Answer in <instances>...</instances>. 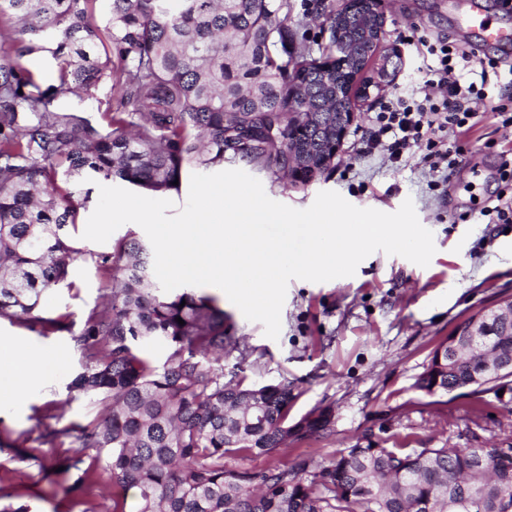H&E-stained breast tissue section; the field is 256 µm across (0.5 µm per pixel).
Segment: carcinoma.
<instances>
[{
	"instance_id": "obj_1",
	"label": "carcinoma",
	"mask_w": 512,
	"mask_h": 512,
	"mask_svg": "<svg viewBox=\"0 0 512 512\" xmlns=\"http://www.w3.org/2000/svg\"><path fill=\"white\" fill-rule=\"evenodd\" d=\"M93 2L0 0V318L72 333L84 363L68 388L103 405L101 419L77 434L47 429L37 438L53 448L73 435L82 450L106 452L100 469L81 453L65 460L68 491L109 477L116 491L105 512H126L131 490L134 512H412L416 502L444 512L450 499L471 501L469 512L512 505V455L496 448H343L318 469H224L228 453L269 455L290 436L331 433L332 411L288 419L294 394L286 378L224 383L213 355L237 349L224 310L211 296L162 291L140 240L101 257L118 274L79 332L68 313L35 314L77 254L68 231L79 206L74 191L97 177L177 191L174 181L187 172L225 163L279 178L294 150L306 154L301 174H288L301 189L331 169L329 135L351 108L352 96L328 85L333 47L349 45L360 70L370 62V33L334 15L321 57L290 51L289 0H180L176 10L170 0H109L102 27ZM31 55L54 60L53 81L21 63ZM104 80L119 91L106 124L59 104L66 93L92 95ZM295 80L305 110L293 122ZM486 338L511 345L512 318L489 313L462 366L480 363ZM152 341L169 346L161 366L135 349Z\"/></svg>"
}]
</instances>
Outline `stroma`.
Here are the masks:
<instances>
[{"label": "stroma", "instance_id": "obj_1", "mask_svg": "<svg viewBox=\"0 0 512 512\" xmlns=\"http://www.w3.org/2000/svg\"><path fill=\"white\" fill-rule=\"evenodd\" d=\"M339 5L340 0H291L289 41L325 48L329 32L322 13ZM382 5L383 44L398 49L401 64L383 87L371 88L368 98L357 100L358 117L334 168L299 190L264 173L259 179L271 199L298 209L309 207L326 190L340 193L356 207L386 213L412 199L420 223L433 234L436 252L426 267L377 251L353 276L322 283L291 280L275 340L265 336L262 324L246 320L219 288L197 287V294L216 296L238 343L222 360L225 382L271 384L286 379L296 395L293 416L317 407L331 408L334 414L332 436L292 439L269 456L240 450L225 456L229 470L261 472L301 461L316 467L327 464L336 450L352 446H512V402L487 395L484 414L475 421L470 399L438 403L417 387L432 351L457 323L512 296V232L506 225L487 223L482 215L495 204L496 171L503 156L512 153V135L490 114H478L460 139L464 162L448 181L430 170L422 153L404 155L395 167L379 154L362 152L361 134L374 112L392 93L424 80L425 62L402 50V37L466 36L461 18L469 0H382ZM89 187V199L69 230L78 250L69 283L46 291L39 305L44 317L70 314L78 329L109 294L112 274L98 266L97 254L146 237L140 226L128 223L105 243L83 239L99 198L97 182ZM5 335L53 350L61 363L23 406L0 407V489L12 501L28 503L31 512H85L92 504H111L114 487L107 480L66 492L58 468L76 454L73 438L43 448L37 461L20 459L19 449L11 445L22 432L35 437L48 428L76 429L100 417L101 404L67 390L83 362L80 350L68 333H44L23 320L1 318L0 336ZM48 406L53 414L46 417L42 410Z\"/></svg>", "mask_w": 512, "mask_h": 512}]
</instances>
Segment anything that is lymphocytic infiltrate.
I'll list each match as a JSON object with an SVG mask.
<instances>
[{
	"instance_id": "obj_1",
	"label": "lymphocytic infiltrate",
	"mask_w": 512,
	"mask_h": 512,
	"mask_svg": "<svg viewBox=\"0 0 512 512\" xmlns=\"http://www.w3.org/2000/svg\"><path fill=\"white\" fill-rule=\"evenodd\" d=\"M415 48L433 60L421 97L399 96L387 101L362 139L368 151L381 152L391 163H399L405 153L421 152L433 168L453 171L463 162V150L449 146V131L468 126L481 112L512 127V93L493 97L478 88V81L465 80L455 69L454 50L447 39L432 42L422 37Z\"/></svg>"
}]
</instances>
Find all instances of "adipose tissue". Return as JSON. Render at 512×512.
<instances>
[{
	"mask_svg": "<svg viewBox=\"0 0 512 512\" xmlns=\"http://www.w3.org/2000/svg\"><path fill=\"white\" fill-rule=\"evenodd\" d=\"M57 363L56 353L0 336V404H19Z\"/></svg>",
	"mask_w": 512,
	"mask_h": 512,
	"instance_id": "adipose-tissue-1",
	"label": "adipose tissue"
}]
</instances>
